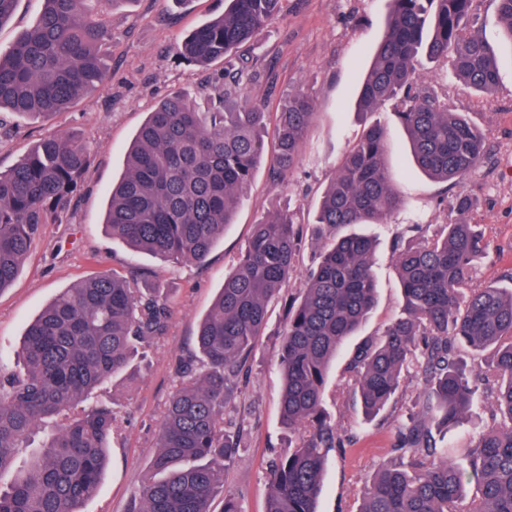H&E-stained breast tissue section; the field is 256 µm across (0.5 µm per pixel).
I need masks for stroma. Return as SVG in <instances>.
I'll list each match as a JSON object with an SVG mask.
<instances>
[{
  "instance_id": "1",
  "label": "stroma",
  "mask_w": 512,
  "mask_h": 512,
  "mask_svg": "<svg viewBox=\"0 0 512 512\" xmlns=\"http://www.w3.org/2000/svg\"><path fill=\"white\" fill-rule=\"evenodd\" d=\"M389 0H285L281 13L258 32L252 45L201 69L182 58L176 45L185 33L224 11V0H124L108 10L112 44L105 52L103 83L76 100L68 111L47 119L0 114V171L9 170L44 135L83 137L90 162L77 200L60 222L44 225L14 281L0 291V361L16 367V351L29 323L62 291L100 272L152 273L172 316L167 331L146 346L133 369L107 381L94 393L112 402L121 427L110 443L98 494L82 512H129L134 491L156 451L158 425L182 378L181 358L195 347L199 323L247 246L253 224L278 208L295 207L304 222L297 273L268 305V322L250 357L251 374L240 383L224 417L243 420L246 448L224 471V488L238 496L242 512H265L268 472L288 433L280 425V334L288 305L298 300L307 269L324 243L312 220L322 192L364 128L381 120L387 131L388 162L394 186L404 200L382 223L364 225L377 243V302L351 336L327 378L325 409L341 439L331 449L319 512H356L368 475L390 455L395 433L418 391L415 377L395 405L374 421L362 420L353 391L343 381L356 348L377 337L401 309L393 266V241L412 225L433 234L460 220L481 225L488 255L472 271L473 284H512V44L496 23V0H474L476 28L498 52L499 83L482 97L457 81L448 65L423 64L421 83L434 86L450 108L467 113L489 135L487 158L458 190L429 180L414 166L406 135L392 112L360 113V81L386 26ZM251 77L237 88L239 101L264 103L262 135L275 145V114L296 90L307 91L315 108L298 168L273 187L266 165H259L238 206L233 224L213 247L205 264L176 262L133 251L112 238L104 224L112 185L125 170L126 149L149 112L167 96L182 92L206 105L212 84L224 83L240 67ZM474 199L467 212L452 206L454 193Z\"/></svg>"
}]
</instances>
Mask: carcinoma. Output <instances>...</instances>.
<instances>
[{
	"label": "carcinoma",
	"instance_id": "cac0c4a2",
	"mask_svg": "<svg viewBox=\"0 0 512 512\" xmlns=\"http://www.w3.org/2000/svg\"><path fill=\"white\" fill-rule=\"evenodd\" d=\"M126 0H44L40 17L0 53V111L47 118L67 111L104 77L111 31L102 15ZM224 13L192 30L180 54L200 68L249 42L281 10L282 0H225ZM386 29L368 69L358 111L394 105L415 163L434 181L458 185L487 156L486 134L427 86L421 60L448 63L454 77L483 96L499 80L495 47L475 32L473 0H389ZM497 24L512 41V0H497ZM313 100L288 95L275 113L270 179L297 167ZM260 103L240 104L215 90L210 110L180 94L160 102L129 148L112 188L106 227L134 250L205 262L263 160ZM387 133L369 125L325 189L314 223L327 229L379 224L402 206L386 165ZM89 164L87 144L52 135L11 169L0 171V290L10 285L44 224L70 210ZM299 222L278 210L253 225L251 238L197 334L199 356L180 362L187 381L170 397L156 452L130 512H242L224 490V469L243 448L241 428L224 425L234 379L267 323L269 302L299 261ZM488 244L477 224H446L395 250L402 312L377 341L358 349L348 383L364 416L385 408L415 369L418 410L398 434L393 456L366 481L357 512H512V286L471 283ZM375 245L365 235L327 242L288 308L278 369L281 425L294 436L269 473L266 512H318L328 453L324 393L341 345L375 306ZM143 273L101 275L69 288L29 325L20 371L0 362V512H80L95 497L117 427L110 405L89 401L101 383L127 372L137 345L162 335L170 306ZM492 351L485 370L460 357L461 346ZM493 424L470 440L466 463L448 458L433 431L456 425L481 404ZM52 424L41 444L32 435ZM477 496L461 508L467 485Z\"/></svg>",
	"mask_w": 512,
	"mask_h": 512
}]
</instances>
